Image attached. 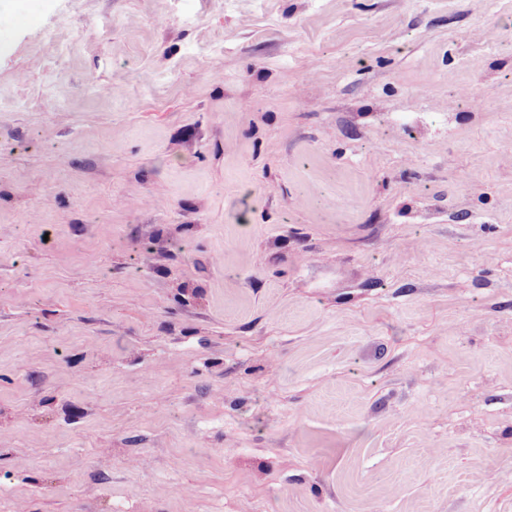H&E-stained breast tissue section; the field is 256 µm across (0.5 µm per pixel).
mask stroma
Returning <instances> with one entry per match:
<instances>
[{
  "mask_svg": "<svg viewBox=\"0 0 512 512\" xmlns=\"http://www.w3.org/2000/svg\"><path fill=\"white\" fill-rule=\"evenodd\" d=\"M31 2L0 512H512V0Z\"/></svg>",
  "mask_w": 512,
  "mask_h": 512,
  "instance_id": "1",
  "label": "stroma"
}]
</instances>
